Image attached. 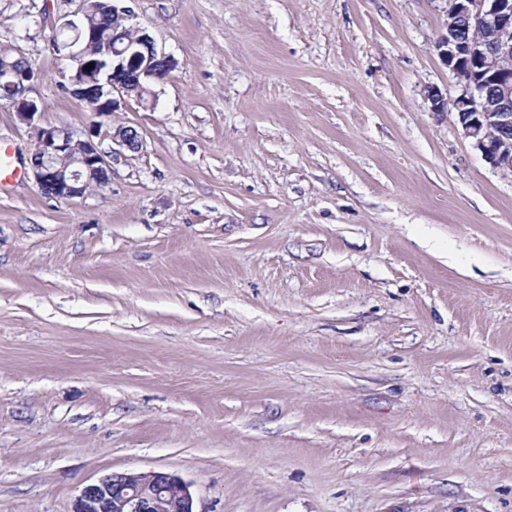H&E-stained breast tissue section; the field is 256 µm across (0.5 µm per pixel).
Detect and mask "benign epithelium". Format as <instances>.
<instances>
[{
  "instance_id": "7a95c632",
  "label": "benign epithelium",
  "mask_w": 512,
  "mask_h": 512,
  "mask_svg": "<svg viewBox=\"0 0 512 512\" xmlns=\"http://www.w3.org/2000/svg\"><path fill=\"white\" fill-rule=\"evenodd\" d=\"M59 28L73 38L55 47L73 66L68 78L73 96L86 102L99 120L82 130L40 124L44 107L33 96L36 70L12 75V105L18 120L32 130L30 170L40 191L73 200L111 185V162L143 142L135 128L104 119L141 101L148 84L161 78L173 60L159 50L147 29L134 22L126 0H57ZM448 33L438 54L455 78L458 93L443 96L424 89L434 113L451 112L462 135L494 169L512 174V0H448ZM112 14V39L99 37L90 23L94 12ZM93 64L88 69L86 65ZM72 512H196L190 485L165 471L107 474L85 485Z\"/></svg>"
}]
</instances>
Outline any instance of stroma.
<instances>
[{"instance_id":"1","label":"stroma","mask_w":512,"mask_h":512,"mask_svg":"<svg viewBox=\"0 0 512 512\" xmlns=\"http://www.w3.org/2000/svg\"><path fill=\"white\" fill-rule=\"evenodd\" d=\"M175 66L106 193L0 186V512L167 471L196 512H512V176L454 114L448 0H129ZM56 0H0L43 122Z\"/></svg>"}]
</instances>
